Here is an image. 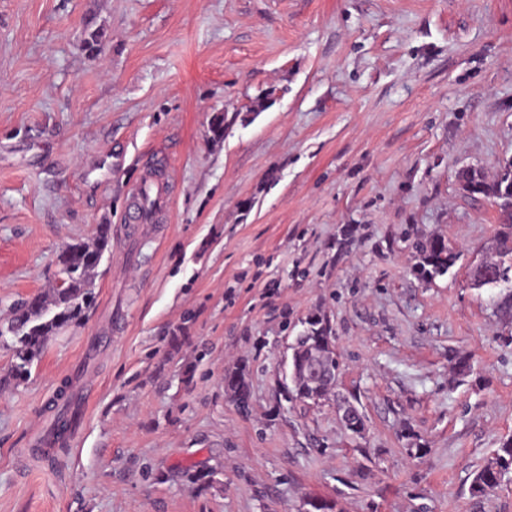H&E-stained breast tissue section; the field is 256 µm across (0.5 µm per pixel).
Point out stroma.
Returning <instances> with one entry per match:
<instances>
[{
	"instance_id": "35a3bbf8",
	"label": "stroma",
	"mask_w": 512,
	"mask_h": 512,
	"mask_svg": "<svg viewBox=\"0 0 512 512\" xmlns=\"http://www.w3.org/2000/svg\"><path fill=\"white\" fill-rule=\"evenodd\" d=\"M505 159L512 0H0V323L112 235L88 320L0 386V512H512V471L471 490L512 436V320L469 277L497 208L458 183ZM148 177L172 208L145 234L123 215ZM430 237L462 258L424 282ZM314 314L364 437L281 396ZM81 364L77 439L40 456ZM246 366L241 365L227 370L224 375V386L235 401L243 408L249 407L251 399V388L247 378Z\"/></svg>"
}]
</instances>
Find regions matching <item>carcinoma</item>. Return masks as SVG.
<instances>
[{
  "instance_id": "1",
  "label": "carcinoma",
  "mask_w": 512,
  "mask_h": 512,
  "mask_svg": "<svg viewBox=\"0 0 512 512\" xmlns=\"http://www.w3.org/2000/svg\"><path fill=\"white\" fill-rule=\"evenodd\" d=\"M461 190L468 196H483L497 207L502 231L488 252L470 268L472 286L488 288L487 278L512 283V160L500 164L494 177L479 168L459 173ZM111 247L110 225H98L95 239L66 245L57 256L64 284L53 289L52 299L42 294L21 301L13 317L0 324V341L10 345L12 362L3 382L25 381L31 376L35 362L41 359L49 341L61 330L82 323L95 303V279L103 254ZM418 262L414 270L423 280L448 273L461 258V253L440 238L420 240L415 245ZM306 330L291 345L292 382L285 391L289 402L305 406L319 405L330 399L333 388L326 381L311 378L306 372L311 354L328 355V362L340 367L335 353V336L327 320L312 316ZM224 386L235 401L247 408L251 388L246 366L227 370ZM512 470V438L504 441L493 461L474 473L472 491L480 493L496 485L501 476Z\"/></svg>"
}]
</instances>
